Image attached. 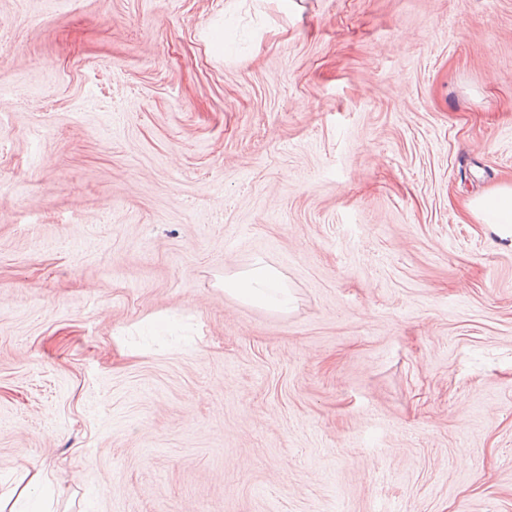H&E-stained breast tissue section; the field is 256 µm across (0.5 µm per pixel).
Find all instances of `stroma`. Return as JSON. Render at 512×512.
<instances>
[{"mask_svg": "<svg viewBox=\"0 0 512 512\" xmlns=\"http://www.w3.org/2000/svg\"><path fill=\"white\" fill-rule=\"evenodd\" d=\"M511 175L512 0H0V512H512ZM466 214L486 224L512 246V180H502L483 195L463 202ZM224 291L254 305L276 310H288L292 303L279 274L265 267L254 268L243 277L225 279Z\"/></svg>", "mask_w": 512, "mask_h": 512, "instance_id": "35a3bbf8", "label": "stroma"}]
</instances>
